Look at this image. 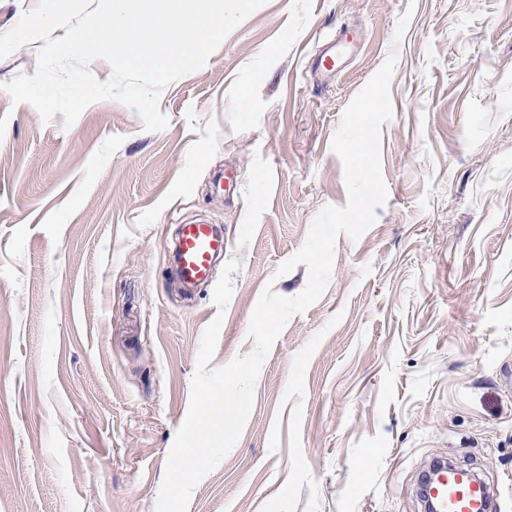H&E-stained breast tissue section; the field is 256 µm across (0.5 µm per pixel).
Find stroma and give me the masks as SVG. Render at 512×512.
Masks as SVG:
<instances>
[{
    "mask_svg": "<svg viewBox=\"0 0 512 512\" xmlns=\"http://www.w3.org/2000/svg\"><path fill=\"white\" fill-rule=\"evenodd\" d=\"M392 51L387 201L339 235L188 512H423L434 458L512 512V0H264L165 89L159 131L113 99L67 128L0 88V512H156L219 314L169 272L177 224L241 264L220 368L252 350L265 286L304 289L306 265L275 271L345 206L331 140Z\"/></svg>",
    "mask_w": 512,
    "mask_h": 512,
    "instance_id": "stroma-1",
    "label": "stroma"
}]
</instances>
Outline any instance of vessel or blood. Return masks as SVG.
Here are the masks:
<instances>
[{
  "label": "vessel or blood",
  "mask_w": 512,
  "mask_h": 512,
  "mask_svg": "<svg viewBox=\"0 0 512 512\" xmlns=\"http://www.w3.org/2000/svg\"><path fill=\"white\" fill-rule=\"evenodd\" d=\"M224 254V237L213 225H180L174 250V273L187 288L208 282L212 264ZM435 512H491L488 487L470 471L440 465L427 487Z\"/></svg>",
  "instance_id": "obj_1"
}]
</instances>
